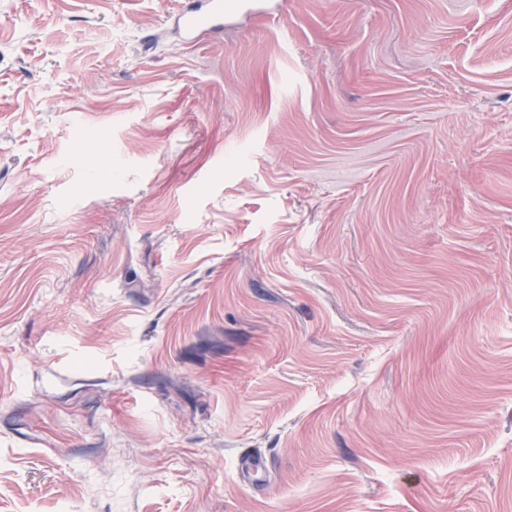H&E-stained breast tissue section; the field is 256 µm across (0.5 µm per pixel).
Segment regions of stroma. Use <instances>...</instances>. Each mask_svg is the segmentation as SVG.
Instances as JSON below:
<instances>
[{
	"label": "stroma",
	"mask_w": 512,
	"mask_h": 512,
	"mask_svg": "<svg viewBox=\"0 0 512 512\" xmlns=\"http://www.w3.org/2000/svg\"><path fill=\"white\" fill-rule=\"evenodd\" d=\"M180 3L0 0V512H512V0ZM226 0H196L180 9L174 17V29L187 46L200 43L210 34L224 32V23L233 22L242 14L261 12L278 1L242 0L229 7Z\"/></svg>",
	"instance_id": "stroma-1"
}]
</instances>
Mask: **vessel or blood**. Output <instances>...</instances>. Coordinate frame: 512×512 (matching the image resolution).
I'll return each instance as SVG.
<instances>
[{
    "mask_svg": "<svg viewBox=\"0 0 512 512\" xmlns=\"http://www.w3.org/2000/svg\"><path fill=\"white\" fill-rule=\"evenodd\" d=\"M270 0H237L228 5L226 0H191L174 16V29L182 43L188 46L200 43L204 36L223 32L227 23L240 15L267 9Z\"/></svg>",
    "mask_w": 512,
    "mask_h": 512,
    "instance_id": "vessel-or-blood-1",
    "label": "vessel or blood"
}]
</instances>
